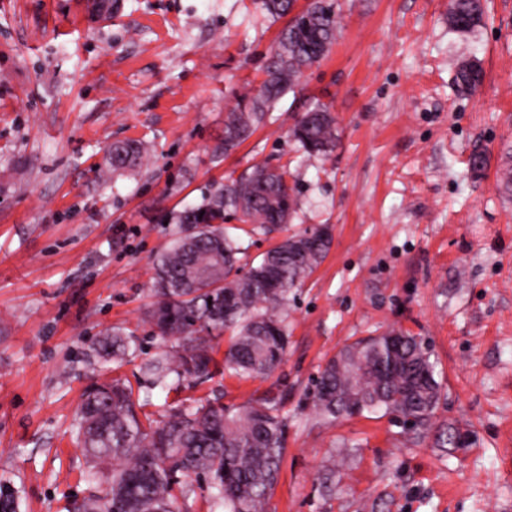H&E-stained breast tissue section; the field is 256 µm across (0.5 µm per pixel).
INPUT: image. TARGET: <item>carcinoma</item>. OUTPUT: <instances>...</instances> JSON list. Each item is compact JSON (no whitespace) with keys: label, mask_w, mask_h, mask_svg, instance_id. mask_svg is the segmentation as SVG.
Masks as SVG:
<instances>
[{"label":"carcinoma","mask_w":512,"mask_h":512,"mask_svg":"<svg viewBox=\"0 0 512 512\" xmlns=\"http://www.w3.org/2000/svg\"><path fill=\"white\" fill-rule=\"evenodd\" d=\"M294 0H261L274 19L290 17L263 67L259 89L238 96L224 117V139L216 150L229 155L261 126L268 112L296 92L304 71L326 56L336 41L338 20L332 0H309L289 16ZM448 22L473 33L484 24L481 0H450ZM480 60L460 64L459 90L480 84ZM290 133L307 158H328L336 147V119L317 103L291 114ZM150 157L135 140L116 141L107 150L99 178L134 171ZM487 154L474 150L471 175L481 178ZM288 166L257 163L176 215L180 230L153 266L150 323L174 345L142 366L152 383L202 384L218 365L209 337L227 335L223 372L265 378L283 363L288 347V301L303 287L332 244L327 224L305 227L249 262L226 226L231 220L268 234L293 221L298 202L288 184ZM140 347L139 340L114 329L95 351L114 360ZM443 396L441 372L429 346L418 336L391 330L341 348L318 372L311 404L324 420L381 412L416 435L427 431ZM285 396L267 391L240 406L215 398L195 406H176L161 421L141 418L132 389L114 380L93 386L80 408L78 436L88 461L109 463L104 495L72 504V512H175L186 479L204 478L213 505L223 512H267L286 453ZM458 431H443L436 445L462 447Z\"/></svg>","instance_id":"obj_1"}]
</instances>
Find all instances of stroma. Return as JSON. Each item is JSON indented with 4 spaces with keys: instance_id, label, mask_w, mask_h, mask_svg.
<instances>
[{
    "instance_id": "1",
    "label": "stroma",
    "mask_w": 512,
    "mask_h": 512,
    "mask_svg": "<svg viewBox=\"0 0 512 512\" xmlns=\"http://www.w3.org/2000/svg\"><path fill=\"white\" fill-rule=\"evenodd\" d=\"M449 0H338L329 54L228 157L224 115L262 68L285 20L257 0H0V501L8 512H68L102 474L76 439L92 385L129 382L141 412L286 394L285 440L268 512H512V201L497 188L512 145V0L486 24L448 26ZM484 81L458 91L455 66ZM336 118L329 160L289 137L313 100ZM137 139L151 165L101 182L112 142ZM490 165L473 179L468 157ZM288 163L295 227L329 224L333 243L288 304L283 364L264 379L224 376L170 392L141 367L158 350L144 311L170 217L255 163ZM133 331L123 362L99 357L102 332ZM400 329L442 370L432 431L390 417L327 422L312 381L344 345ZM466 433L440 450L435 434ZM483 77V69L479 59H472L460 64L456 72V81L459 90L473 92L480 84Z\"/></svg>"
}]
</instances>
